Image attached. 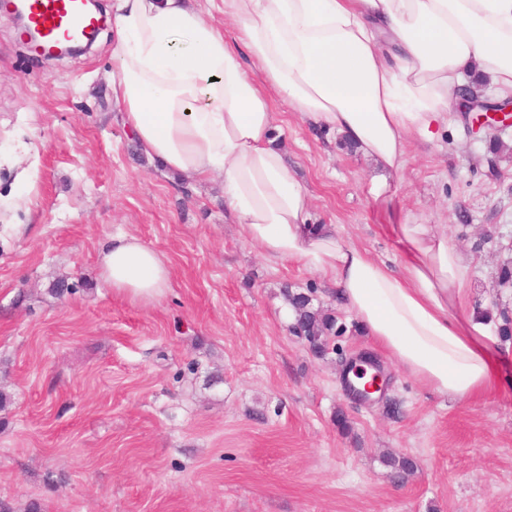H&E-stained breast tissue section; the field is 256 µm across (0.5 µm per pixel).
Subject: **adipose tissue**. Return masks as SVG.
Returning <instances> with one entry per match:
<instances>
[{"label":"adipose tissue","instance_id":"adipose-tissue-1","mask_svg":"<svg viewBox=\"0 0 512 512\" xmlns=\"http://www.w3.org/2000/svg\"><path fill=\"white\" fill-rule=\"evenodd\" d=\"M233 38L191 0H114L112 96L142 151L168 169L224 180V210L270 259L326 278L371 341L431 392L512 391L496 341L468 310L470 267L442 224H389L379 260L307 221L310 194L272 135L271 95L311 130L336 131L392 177L410 137L433 140L465 73L512 98V0H223ZM133 301L171 271L136 238L100 254Z\"/></svg>","mask_w":512,"mask_h":512}]
</instances>
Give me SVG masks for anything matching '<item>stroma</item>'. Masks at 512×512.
Wrapping results in <instances>:
<instances>
[{"label":"stroma","mask_w":512,"mask_h":512,"mask_svg":"<svg viewBox=\"0 0 512 512\" xmlns=\"http://www.w3.org/2000/svg\"><path fill=\"white\" fill-rule=\"evenodd\" d=\"M112 28L91 49L34 56L0 12V504L10 512H512V394L430 392L372 348L328 284L270 260L224 217L220 177L146 156L112 98ZM332 224L377 259L388 224H444L471 267L470 304L512 310V129L448 116L413 141L401 181L335 132L273 131ZM137 237L170 286L138 303L101 278L100 250ZM334 316L325 351L289 296ZM373 355L380 398L342 373ZM415 468L396 485L388 454Z\"/></svg>","instance_id":"stroma-1"}]
</instances>
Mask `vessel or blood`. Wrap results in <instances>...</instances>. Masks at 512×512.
<instances>
[{
	"mask_svg": "<svg viewBox=\"0 0 512 512\" xmlns=\"http://www.w3.org/2000/svg\"><path fill=\"white\" fill-rule=\"evenodd\" d=\"M24 32L36 33L31 51L39 56L53 55L62 43L82 42L99 25L85 0H20Z\"/></svg>",
	"mask_w": 512,
	"mask_h": 512,
	"instance_id": "b4317fda",
	"label": "vessel or blood"
}]
</instances>
